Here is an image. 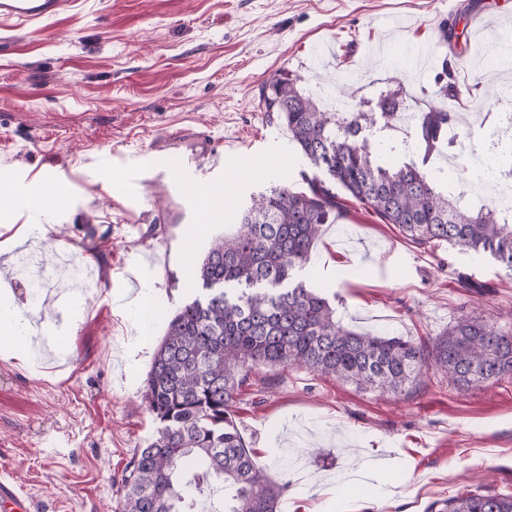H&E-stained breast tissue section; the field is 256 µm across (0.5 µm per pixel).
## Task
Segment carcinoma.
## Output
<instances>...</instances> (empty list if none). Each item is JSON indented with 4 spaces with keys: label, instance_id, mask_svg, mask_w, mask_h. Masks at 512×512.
Masks as SVG:
<instances>
[{
    "label": "carcinoma",
    "instance_id": "carcinoma-1",
    "mask_svg": "<svg viewBox=\"0 0 512 512\" xmlns=\"http://www.w3.org/2000/svg\"><path fill=\"white\" fill-rule=\"evenodd\" d=\"M439 60L436 94L453 97V72ZM262 98L313 168L327 165L328 180L307 175L305 191L283 184L259 195L198 264L200 291L169 317L147 376L156 432L122 475V512H198L215 482L224 500L211 512H278L288 484L267 476L236 421L239 391L262 368L305 367L380 393L417 385L431 370L460 391L512 374L511 328L462 314L423 345L361 333L336 321L318 289L293 281L323 225L342 215L340 190L419 246L447 243L512 271V208L491 197L476 210L431 171L461 137L448 136L455 113L427 102L403 131L388 110L396 104L372 112L362 99L326 112L290 74L270 80ZM438 512H512V495L458 496Z\"/></svg>",
    "mask_w": 512,
    "mask_h": 512
}]
</instances>
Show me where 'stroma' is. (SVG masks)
Segmentation results:
<instances>
[{
  "mask_svg": "<svg viewBox=\"0 0 512 512\" xmlns=\"http://www.w3.org/2000/svg\"><path fill=\"white\" fill-rule=\"evenodd\" d=\"M459 98H435L471 132L459 155L479 154L490 185H512L511 162L488 152L498 114L512 109V0H63L53 17L0 25V188L14 194L0 241L40 224L47 258L69 254L86 280L70 315L33 305L17 271L23 248L0 253L18 311L68 328L71 355L35 363L0 346V476L32 512H121L120 479L155 423L142 397L167 319L196 295L188 259L203 257L227 220L204 222L199 195L141 185L153 141L182 128L209 135L227 214L280 184L306 190L312 167L262 89L285 73L356 97L419 93L413 50L435 48L443 25ZM382 46L377 64L371 50ZM280 160H268L270 152ZM54 172L65 207L34 214L29 194ZM324 225L299 276L333 298L360 332L425 342L463 313L512 325V272L442 244L411 243L350 197ZM237 419L270 479L288 482L278 512H428L466 493L512 494V375L468 392L429 375L410 392L377 394L308 369H262L239 397ZM369 463L391 486L351 490Z\"/></svg>",
  "mask_w": 512,
  "mask_h": 512,
  "instance_id": "1",
  "label": "stroma"
}]
</instances>
